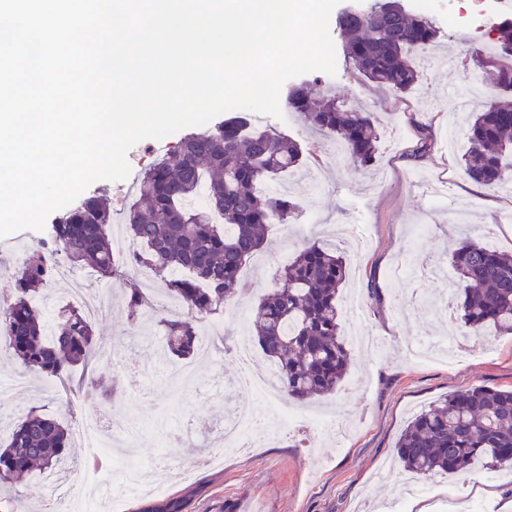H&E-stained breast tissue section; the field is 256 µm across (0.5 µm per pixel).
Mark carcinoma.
Returning <instances> with one entry per match:
<instances>
[{
  "label": "carcinoma",
  "mask_w": 512,
  "mask_h": 512,
  "mask_svg": "<svg viewBox=\"0 0 512 512\" xmlns=\"http://www.w3.org/2000/svg\"><path fill=\"white\" fill-rule=\"evenodd\" d=\"M344 52L368 81L397 94L420 81L417 53L437 40L428 19L400 0H375L336 18ZM496 49L477 54L491 99L469 118L464 176L489 190L512 178V22L498 28ZM290 112L345 148L346 161L368 167L377 151L375 113L337 105L335 92L318 82L293 86ZM301 146L237 116L194 134L165 152L140 179L124 224L140 246L135 264L149 267L166 294L183 303L180 319H158L164 353L196 355L198 319L216 313L245 290L241 271L265 243V230L286 224L298 209L294 196L263 191L303 167ZM205 205L188 202L199 193ZM112 214L106 199L84 200L49 225L17 271L0 308V350L30 370L61 378L97 354L96 336L84 312L70 306L49 325L35 298L52 277L59 257L108 278L114 272ZM460 293L458 317L465 332L492 326L512 335V254L467 241L452 253ZM346 258L332 245L306 244L274 273V287L254 307L252 322L263 353L273 363L284 393L308 400L336 391L350 353L337 303ZM70 453L69 433L59 419L30 409L0 448V485L38 468L52 472ZM476 462L512 470V390L474 386L452 392L408 422L396 444V463L417 475L456 474Z\"/></svg>",
  "instance_id": "obj_1"
}]
</instances>
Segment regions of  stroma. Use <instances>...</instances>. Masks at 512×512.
I'll return each instance as SVG.
<instances>
[{"instance_id":"obj_1","label":"stroma","mask_w":512,"mask_h":512,"mask_svg":"<svg viewBox=\"0 0 512 512\" xmlns=\"http://www.w3.org/2000/svg\"><path fill=\"white\" fill-rule=\"evenodd\" d=\"M466 0H435L428 19L439 31L423 71L420 90L396 95L365 80L345 58L335 74L314 77L339 100L377 113L382 146L370 170L349 166L330 150L332 140L313 132L303 117L268 118L267 126L297 141L305 153L320 154L326 187L312 191L308 173L288 182L301 204L297 222L271 226L264 247L243 269L250 285L214 319L223 345L211 357L197 358L200 376L187 394L167 391L163 374L133 384L118 370L152 365L156 352L140 343L143 330L128 314L126 278L101 279L112 291L109 315L94 322L105 351L90 367H76L70 382L36 378L14 358L0 354V385L20 381L26 388L19 409L0 405V444L20 411L43 409L67 424L84 411L108 408L111 421L132 419L143 425L134 445L139 463L154 471L184 464L194 445L210 446L236 405L230 387L238 376L234 348L253 343L250 312L273 286V274L288 264L298 245L308 240L336 243L349 260L343 295H355L367 330L375 336V354L354 355L349 373L336 392L292 407L303 417L339 423L340 431L318 435L291 429L256 403L254 413L265 430L244 453L196 465L192 474L164 479L159 495H127L125 512H148L178 501L179 512H444L454 499L457 512L483 503L488 512H512V473L478 465L461 474L412 475L396 464L395 445L412 417L444 395L475 385L512 388V335L487 329L468 336L462 352L439 351L428 358L411 356L408 345L438 341L453 320L435 316L442 301L454 298L451 280L430 278L419 298L404 306L410 280L389 275L412 255H431L449 267L452 251L466 240L512 252V185L495 191L475 187L462 174L468 148L466 122L449 116V92L470 91L472 105L489 99L476 62L477 51L490 50L486 32L448 22V9ZM431 150L419 161L410 155L420 133ZM38 231L19 230L0 237V288L21 266Z\"/></svg>"}]
</instances>
